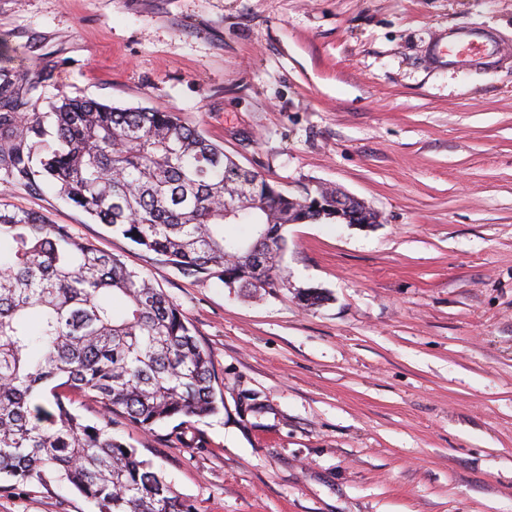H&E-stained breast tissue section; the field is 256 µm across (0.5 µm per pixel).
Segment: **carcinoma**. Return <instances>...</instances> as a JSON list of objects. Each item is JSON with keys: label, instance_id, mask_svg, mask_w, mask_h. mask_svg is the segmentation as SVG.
I'll return each instance as SVG.
<instances>
[{"label": "carcinoma", "instance_id": "1", "mask_svg": "<svg viewBox=\"0 0 512 512\" xmlns=\"http://www.w3.org/2000/svg\"><path fill=\"white\" fill-rule=\"evenodd\" d=\"M0 76V176L45 183L186 275L277 288L292 223H349L334 193L289 194L171 112L62 97L44 112ZM233 215L224 218V211ZM245 230L226 233V225ZM261 242L263 277L249 248ZM210 353L144 273L42 216L0 208V475L52 479L99 512H192L111 415L144 429L216 410ZM102 404L95 421L72 395Z\"/></svg>", "mask_w": 512, "mask_h": 512}]
</instances>
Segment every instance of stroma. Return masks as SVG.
Masks as SVG:
<instances>
[{"label":"stroma","instance_id":"35a3bbf8","mask_svg":"<svg viewBox=\"0 0 512 512\" xmlns=\"http://www.w3.org/2000/svg\"><path fill=\"white\" fill-rule=\"evenodd\" d=\"M470 30L495 54L448 64ZM0 69L29 111L159 107L378 215L288 225L287 284L255 292L0 180L1 206L148 273L210 353L215 413L112 417L195 512H512V0H0ZM0 512L98 508L4 477Z\"/></svg>","mask_w":512,"mask_h":512}]
</instances>
